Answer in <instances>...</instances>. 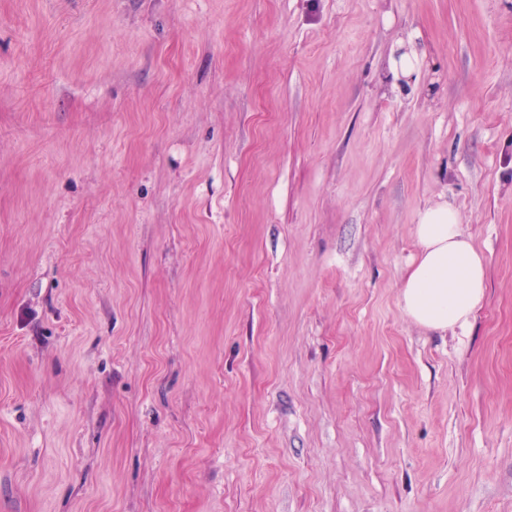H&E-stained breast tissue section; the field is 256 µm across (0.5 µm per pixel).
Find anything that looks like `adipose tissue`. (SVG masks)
Masks as SVG:
<instances>
[{
  "instance_id": "1",
  "label": "adipose tissue",
  "mask_w": 512,
  "mask_h": 512,
  "mask_svg": "<svg viewBox=\"0 0 512 512\" xmlns=\"http://www.w3.org/2000/svg\"><path fill=\"white\" fill-rule=\"evenodd\" d=\"M418 251L404 278V313L419 326L444 333L466 325L486 292V258L449 204L421 210L414 226Z\"/></svg>"
}]
</instances>
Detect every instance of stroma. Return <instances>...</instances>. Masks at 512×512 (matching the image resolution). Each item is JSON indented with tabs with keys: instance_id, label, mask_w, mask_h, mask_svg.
Returning a JSON list of instances; mask_svg holds the SVG:
<instances>
[{
	"instance_id": "stroma-1",
	"label": "stroma",
	"mask_w": 512,
	"mask_h": 512,
	"mask_svg": "<svg viewBox=\"0 0 512 512\" xmlns=\"http://www.w3.org/2000/svg\"><path fill=\"white\" fill-rule=\"evenodd\" d=\"M0 512H512V0H0ZM414 236L418 251L401 288L404 313L432 332L466 325L485 298L484 254L448 203L421 210Z\"/></svg>"
}]
</instances>
